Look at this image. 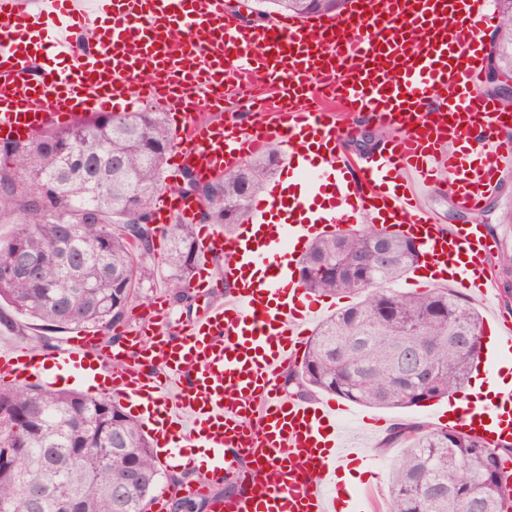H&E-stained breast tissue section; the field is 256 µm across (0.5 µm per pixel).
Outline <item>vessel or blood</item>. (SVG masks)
<instances>
[{"label":"vessel or blood","mask_w":512,"mask_h":512,"mask_svg":"<svg viewBox=\"0 0 512 512\" xmlns=\"http://www.w3.org/2000/svg\"><path fill=\"white\" fill-rule=\"evenodd\" d=\"M494 23L489 0H350L338 18L284 16L262 29L225 13L224 0H40L32 11L0 0L1 139L154 101L175 119L173 169L199 181L271 146L287 159L286 177L252 206L258 234L200 227L191 287L207 295L210 261L223 258V299L191 319L156 299L116 342L84 328L51 361L2 342L0 383L41 379L52 366L133 411L163 467L195 469L191 451L204 449V471L183 492L209 498L212 512H337V462L374 461L350 428L352 407L290 397L279 385L318 312L296 256L329 232L393 224L421 246L429 285L487 301L496 241L475 224L438 223L417 188L447 186L457 208L475 213L512 168V105L476 85L482 33ZM46 55L55 67L34 75ZM232 76L256 89L274 80L279 98L247 125L203 121L198 99L222 110ZM341 112L396 134L353 160L340 147L354 134L339 125ZM311 194L322 211L304 221ZM200 208L198 197L164 191L153 221L193 223ZM495 328L485 358L512 355V322ZM487 410L493 428L468 408L452 425L491 447L512 444V385ZM227 483L239 492L221 495Z\"/></svg>","instance_id":"obj_1"}]
</instances>
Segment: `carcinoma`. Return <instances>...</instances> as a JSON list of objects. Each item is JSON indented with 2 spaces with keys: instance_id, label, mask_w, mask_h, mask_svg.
Segmentation results:
<instances>
[{
  "instance_id": "cac0c4a2",
  "label": "carcinoma",
  "mask_w": 512,
  "mask_h": 512,
  "mask_svg": "<svg viewBox=\"0 0 512 512\" xmlns=\"http://www.w3.org/2000/svg\"><path fill=\"white\" fill-rule=\"evenodd\" d=\"M347 0H259L261 19L330 15ZM496 35L488 56L512 71V0H496ZM176 132L166 113L144 107L99 113L47 128L23 142L0 139V223L14 230L0 241V302L17 315L58 329L93 328L112 340L126 322L140 285L163 269L176 301L189 300L200 250L195 225L152 223L163 191L195 194L202 221L224 233L246 221L250 205L275 171L279 151L250 158L210 182L186 171L166 182V157ZM395 256L377 271L374 235ZM168 238L160 261L154 238ZM39 260L28 275L14 264ZM421 252L386 227L325 235L298 261L308 291L353 293L360 301L322 321L303 362L285 387L303 395L321 390L379 408H409L462 390L481 346L451 340L481 335L482 318L448 288L405 294L391 288ZM370 271L358 279L350 261ZM433 348L424 384H403L410 354ZM0 512H150L161 483L153 448L118 401L32 384L0 386ZM387 446L403 448L390 480L392 512H507L500 453L450 427L422 422L393 427Z\"/></svg>"
}]
</instances>
